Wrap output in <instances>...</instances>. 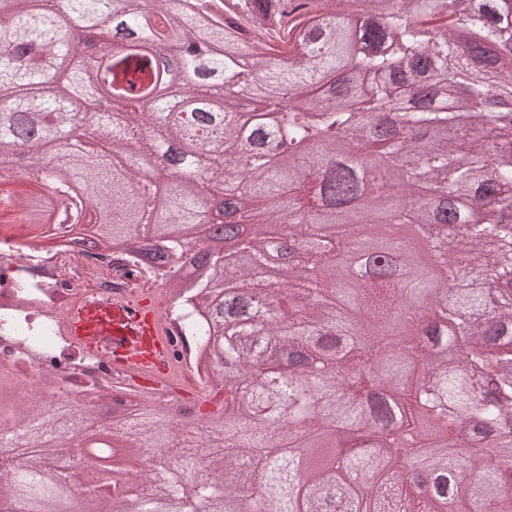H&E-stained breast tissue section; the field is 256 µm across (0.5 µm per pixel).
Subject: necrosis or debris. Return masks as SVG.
Segmentation results:
<instances>
[{
	"instance_id": "4bbe7bcc",
	"label": "necrosis or debris",
	"mask_w": 512,
	"mask_h": 512,
	"mask_svg": "<svg viewBox=\"0 0 512 512\" xmlns=\"http://www.w3.org/2000/svg\"><path fill=\"white\" fill-rule=\"evenodd\" d=\"M159 292L153 269L136 266L122 250L88 251L63 240L34 244L27 236H0V365L39 379L49 393L75 400L91 383L118 392L130 374L113 369L112 359L89 350L68 332L67 319L88 300L108 305L140 291ZM184 299L172 301L162 317L171 370L205 387V360L188 328Z\"/></svg>"
}]
</instances>
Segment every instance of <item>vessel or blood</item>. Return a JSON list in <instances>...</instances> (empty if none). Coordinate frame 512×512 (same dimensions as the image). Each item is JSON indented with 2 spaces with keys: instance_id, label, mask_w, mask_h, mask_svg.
Listing matches in <instances>:
<instances>
[{
  "instance_id": "b4317fda",
  "label": "vessel or blood",
  "mask_w": 512,
  "mask_h": 512,
  "mask_svg": "<svg viewBox=\"0 0 512 512\" xmlns=\"http://www.w3.org/2000/svg\"><path fill=\"white\" fill-rule=\"evenodd\" d=\"M70 331L90 347L96 337H109L113 364L154 373L169 371L168 342L154 297L134 295L105 312L85 308L72 321Z\"/></svg>"
}]
</instances>
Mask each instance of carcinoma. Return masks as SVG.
Returning <instances> with one entry per match:
<instances>
[{
  "label": "carcinoma",
  "instance_id": "carcinoma-1",
  "mask_svg": "<svg viewBox=\"0 0 512 512\" xmlns=\"http://www.w3.org/2000/svg\"><path fill=\"white\" fill-rule=\"evenodd\" d=\"M130 34L118 30L100 86L85 70L83 42L67 31L111 22L116 4ZM209 41L198 60L177 42L154 53L146 23ZM288 38V53L267 42ZM264 65L261 83L243 76V55ZM194 80L165 96L168 64ZM0 157L46 162L43 178L63 188L81 177L95 211L112 218L86 224L83 244L131 247L177 295L197 301L186 320L210 355L215 408L198 409L189 437L173 435L166 403L145 391L112 416L111 433L135 453L176 449L156 460L150 479L132 487L118 472L101 482L44 469V454L0 461V504L20 512H58L77 496L104 512H512V0H361L283 2L271 27L241 0H0ZM112 99L113 111L97 108ZM78 129L112 141L110 157H85L70 140ZM173 143L190 154L180 174L152 172L150 160ZM362 154L391 171L397 190L359 209L353 162ZM207 198L223 224L237 227L240 263L185 239L203 225ZM267 202L270 224L298 240L285 262L313 276L286 284L260 277L271 245L250 233L251 209ZM44 236L41 220L61 207L79 217L83 201L34 196L26 183L0 180V225L18 221ZM462 226L458 247L427 239L443 283L475 263L488 274L475 288L427 290L416 306L396 287L402 243L389 224ZM336 243L372 239L382 259L367 265L365 288L341 306ZM417 386L400 390L407 368ZM383 378L393 395L410 393L404 414L418 416L428 445L409 458L428 463V485L408 477L394 453L403 435L386 434L366 410L357 385ZM26 376L0 377V424L25 429L33 443L57 435V450L81 447L86 423L106 398L51 406L27 422L19 401ZM478 421L471 436L448 425ZM309 449L301 465L295 450ZM359 448L387 458L369 482Z\"/></svg>",
  "mask_w": 512,
  "mask_h": 512
}]
</instances>
